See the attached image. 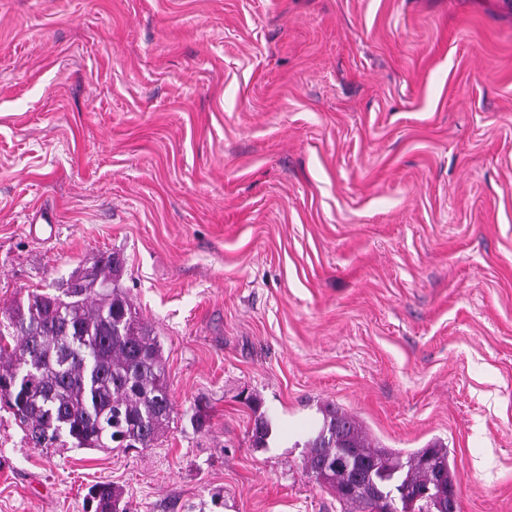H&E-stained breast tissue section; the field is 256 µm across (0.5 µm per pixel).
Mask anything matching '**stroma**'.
Segmentation results:
<instances>
[{
    "mask_svg": "<svg viewBox=\"0 0 512 512\" xmlns=\"http://www.w3.org/2000/svg\"><path fill=\"white\" fill-rule=\"evenodd\" d=\"M112 252L169 426L46 450L1 410L0 512H349L329 404L512 512V0H0V319ZM89 495L92 502H95L94 512H127L126 508L120 506L121 493L111 484H96L91 488Z\"/></svg>",
    "mask_w": 512,
    "mask_h": 512,
    "instance_id": "stroma-1",
    "label": "stroma"
}]
</instances>
